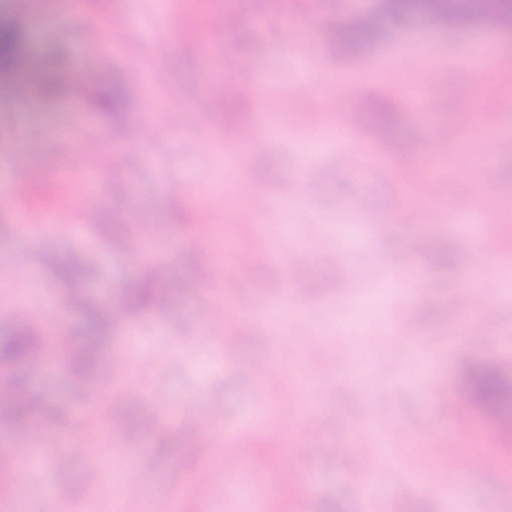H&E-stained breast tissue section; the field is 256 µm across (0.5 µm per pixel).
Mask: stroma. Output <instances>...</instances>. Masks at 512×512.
I'll list each match as a JSON object with an SVG mask.
<instances>
[{
  "label": "stroma",
  "mask_w": 512,
  "mask_h": 512,
  "mask_svg": "<svg viewBox=\"0 0 512 512\" xmlns=\"http://www.w3.org/2000/svg\"><path fill=\"white\" fill-rule=\"evenodd\" d=\"M0 0V17L27 32L26 54L59 69L102 71L92 94L61 83L44 101L23 79L0 87L12 105L0 117V156L39 172L0 201V336L18 326L20 303L43 310L47 350L20 376L38 408L56 420L43 443V464L21 462L0 477V512L25 494L30 512H115L116 487L105 475L119 461L139 489L124 512H240L225 493L228 433L250 429L241 472L260 482L253 512H452L438 485L465 460L497 457L503 477L462 474L467 512H512V432L472 410L465 421L448 410L472 365L512 375V288L492 310L458 294L479 275L480 257L459 239L479 224L452 204L488 192L486 209L501 245L498 265L512 269V30L489 23L437 26L414 17L385 26L356 49L337 45L334 30L378 0H142L136 25L121 26L124 0H33L20 13ZM222 26H213L214 16ZM138 42L137 55L121 41ZM499 46L480 84L451 85L446 73L466 65L474 45ZM348 86L340 98L331 79ZM256 86L251 98L212 105L213 86ZM123 104L103 106L114 84ZM310 89L303 98L292 88ZM416 87L432 102L421 109ZM388 112L380 127L349 115ZM149 120L171 127L164 139L140 142ZM256 129L231 180L210 184L238 127ZM447 141L431 147L436 127ZM488 128L486 162L467 170L462 146ZM112 148L88 197L70 167L86 140ZM324 147L306 154L307 144ZM259 192L279 208L273 224L245 223L240 197ZM37 209L46 223L21 228L18 212ZM393 216L390 231L372 224ZM81 225L72 235L71 225ZM142 224L154 240L152 259L112 249V227ZM346 224L360 225L355 234ZM310 263L288 265L289 251ZM241 251L265 252L240 269ZM405 257L401 273L392 260ZM158 260L182 283L181 294L99 341L97 383L77 386L54 349L79 346L85 314L62 304L65 274L77 264L95 307L111 306ZM416 291L407 301L398 282ZM291 293L301 313L284 323L240 311ZM223 306L222 326L203 329L204 313ZM225 350L222 364H200ZM269 367L264 381L244 377ZM100 400L120 405L117 436L90 410ZM282 400L313 405L315 431L299 415L281 424ZM193 404L203 429L183 439L179 417ZM371 419L394 431L387 447L358 430ZM96 429L93 453L65 468L52 458L67 435ZM364 455L388 482L373 501L360 494L351 455Z\"/></svg>",
  "instance_id": "35a3bbf8"
}]
</instances>
